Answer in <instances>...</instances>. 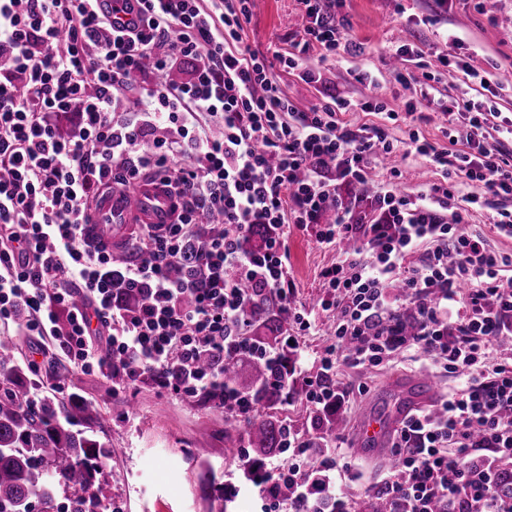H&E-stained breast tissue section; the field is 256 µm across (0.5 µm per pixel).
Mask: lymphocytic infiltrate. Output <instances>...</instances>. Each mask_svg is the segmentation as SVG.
<instances>
[{
  "mask_svg": "<svg viewBox=\"0 0 512 512\" xmlns=\"http://www.w3.org/2000/svg\"><path fill=\"white\" fill-rule=\"evenodd\" d=\"M135 0L142 28L116 27L95 0H0V321L26 311L20 336L110 381L113 391L152 380L158 393L206 397L219 411L255 412L247 393L224 382V359H291L310 412L340 411L368 390L343 387L342 369L365 372L423 354L453 380L439 405L416 411L396 433V464L375 486L386 512H512V209L484 231H461L450 212L456 174L512 198V161L498 142L472 140L448 156L419 135L409 147L442 179L407 198L394 184L376 195L379 219L352 223L337 208L318 217L336 186L393 153L378 127L351 129L344 112L384 111L374 99L331 98L301 112L283 96L279 72L298 70L311 48L342 43V0H300L305 40L276 64L240 45L251 0ZM190 66L181 83L136 87L138 76ZM138 89L130 108L126 92ZM158 176L184 199L178 223L145 225L137 258L113 269L112 255L86 237L89 211L112 185ZM224 223L214 233V218ZM270 234L262 249L243 242L253 225ZM319 244L357 240L324 267L319 310L335 313L334 339L303 368L296 345L256 346L249 314L272 297L301 333L315 322L291 306L288 227ZM185 263L182 276L171 273ZM413 305L417 330L391 323L397 301ZM311 440L288 436L254 483L265 504L290 483L291 512H341L351 462L329 455L318 470L301 458Z\"/></svg>",
  "mask_w": 512,
  "mask_h": 512,
  "instance_id": "obj_1",
  "label": "lymphocytic infiltrate"
}]
</instances>
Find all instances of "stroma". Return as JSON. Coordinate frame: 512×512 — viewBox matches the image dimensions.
Segmentation results:
<instances>
[{
    "mask_svg": "<svg viewBox=\"0 0 512 512\" xmlns=\"http://www.w3.org/2000/svg\"><path fill=\"white\" fill-rule=\"evenodd\" d=\"M303 6L300 0H253L249 21L241 33L242 46L265 57L288 52L301 40ZM336 20L346 48L321 58L319 49L305 57L308 68L320 71L322 80L309 83L298 74L282 75L281 91L299 111L307 112L327 96L354 103L380 98L382 112H347L341 119L352 128L365 124L382 126L389 139L404 145L419 133L436 147L455 152L448 142V117L431 111L430 101L447 105L472 100L484 104L492 114L484 129L488 139L498 140L512 156V138L497 129L512 124V83L481 87L461 70L462 63L478 69L497 68L512 72V0H454L440 10L435 0H343ZM409 42L421 51L420 59L408 63V81L397 80L396 62L389 55L392 45ZM448 57V68H439L438 57ZM366 70L378 83L358 81ZM415 103L416 114H407V103ZM396 111L389 119L388 111ZM399 169V192L413 198L427 191L439 176L425 157L411 153L395 155L393 164L374 171V184L389 180L391 169ZM340 246L318 244L309 232L290 227L288 231V276L295 288L297 308L314 307L323 294L318 274L335 263ZM419 365L397 359L391 366L372 372L369 392L356 400L347 416L348 427L336 441L355 463L360 480L348 483L342 492L350 496L376 482L388 469V460L355 448L356 427L365 414H386L397 400L389 388L391 380L419 376ZM69 390L95 404L110 420L104 439L111 454L104 472L112 485L115 512H210L217 491L225 481L242 480V450L224 444V416L211 405L188 396L158 395L151 381L115 393L109 382L74 369L69 373ZM210 451V466L189 463L191 449Z\"/></svg>",
    "mask_w": 512,
    "mask_h": 512,
    "instance_id": "stroma-1",
    "label": "stroma"
}]
</instances>
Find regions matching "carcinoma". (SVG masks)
<instances>
[{
  "mask_svg": "<svg viewBox=\"0 0 512 512\" xmlns=\"http://www.w3.org/2000/svg\"><path fill=\"white\" fill-rule=\"evenodd\" d=\"M255 319L254 341L267 345L287 330L288 315L270 300L252 304ZM18 341L0 336V512H27L30 500L37 499L40 512H107L112 505V485L101 476V461L111 454L101 439L104 417L101 411L79 396L65 401L43 395L31 404L34 386L29 370L19 360ZM251 384L244 387L255 404L270 409L266 417L224 415L230 424L243 430H224V442L234 446L247 439L253 452L251 468L243 469L248 481L260 474L263 460L278 450L288 423L274 409L286 394H298L302 387L289 382L287 389L274 384L287 379L284 369L259 359L244 361L224 358V378L239 386L245 373ZM93 494H86L87 488ZM378 498L352 499V512H383Z\"/></svg>",
  "mask_w": 512,
  "mask_h": 512,
  "instance_id": "obj_1",
  "label": "carcinoma"
}]
</instances>
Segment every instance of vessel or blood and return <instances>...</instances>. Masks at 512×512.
Masks as SVG:
<instances>
[{
    "label": "vessel or blood",
    "mask_w": 512,
    "mask_h": 512,
    "mask_svg": "<svg viewBox=\"0 0 512 512\" xmlns=\"http://www.w3.org/2000/svg\"><path fill=\"white\" fill-rule=\"evenodd\" d=\"M100 11L111 14L114 20L128 27L142 26L137 12L126 11L122 0H97ZM181 209V200L162 179L147 177L133 188L113 186L101 194L94 206L92 220L87 227L91 237L107 246L111 252L122 250L135 225L175 223ZM395 392L403 400L388 418L364 416L358 425V443L365 450L382 453L402 421L416 403L436 398L439 389L428 377L394 384Z\"/></svg>",
    "instance_id": "vessel-or-blood-1"
}]
</instances>
